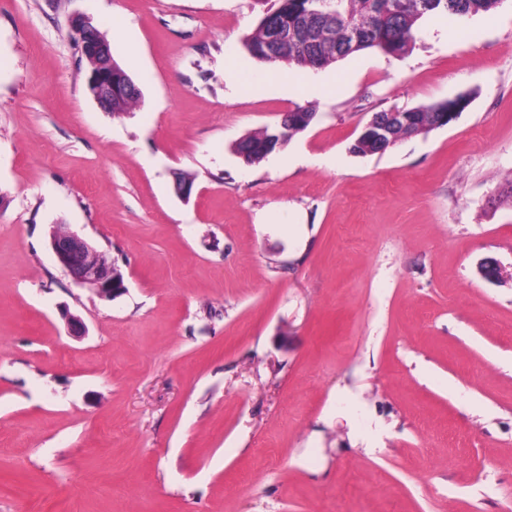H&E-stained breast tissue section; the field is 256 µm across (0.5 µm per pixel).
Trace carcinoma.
<instances>
[{"mask_svg": "<svg viewBox=\"0 0 512 512\" xmlns=\"http://www.w3.org/2000/svg\"><path fill=\"white\" fill-rule=\"evenodd\" d=\"M502 0H339L336 17L326 18L320 0H275L273 7L261 18L253 31L243 41L251 57L263 62H284L290 67L307 68L315 63L324 68L353 54L376 50L384 55L400 57L407 52L415 39L418 26L434 17L457 18L462 13L467 18L496 8ZM359 32L351 45L345 44L348 29ZM279 29L283 38L275 57L263 53V44L269 32ZM461 107L468 99L458 97ZM449 100L405 110L409 123L428 132L432 130L433 115L446 112L455 104ZM299 130L315 119L314 108L307 104L293 109ZM273 130L265 128L243 136L235 142L236 152L244 155V162L253 165L269 155L267 144ZM402 128H397L389 140L382 142L358 138L351 150L359 155L384 153L402 141Z\"/></svg>", "mask_w": 512, "mask_h": 512, "instance_id": "cac0c4a2", "label": "carcinoma"}]
</instances>
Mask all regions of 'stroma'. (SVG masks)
<instances>
[{
  "label": "stroma",
  "mask_w": 512,
  "mask_h": 512,
  "mask_svg": "<svg viewBox=\"0 0 512 512\" xmlns=\"http://www.w3.org/2000/svg\"><path fill=\"white\" fill-rule=\"evenodd\" d=\"M270 6L0 0V512H512V0L299 92L243 46ZM76 14L132 111L89 94ZM458 96L351 152L374 113ZM306 102L284 148L232 152ZM57 224L121 295L61 269ZM288 114L296 116L297 121L292 125V128L297 130L291 134L288 133V138L283 140L278 148H273L270 152L267 150V144L271 141L273 131L280 128L279 123L271 129L265 128L259 132L247 134L235 142L234 149L239 154L244 155L245 159L243 161L245 163L248 165L259 163L275 150L284 147L296 134L302 132L299 129L304 126L308 127L316 116L314 108L309 104L296 106ZM402 125L399 126L395 131L392 138L388 141L382 142L372 139L359 138L355 140V143L352 145L351 150L355 154L359 155H372V154H380L384 153L387 150L396 146L400 141H402ZM49 244L60 267L78 286L93 289L102 298L125 291L123 276L115 265L78 233L53 228Z\"/></svg>",
  "instance_id": "1"
}]
</instances>
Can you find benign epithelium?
Here are the masks:
<instances>
[{
	"label": "benign epithelium",
	"mask_w": 512,
	"mask_h": 512,
	"mask_svg": "<svg viewBox=\"0 0 512 512\" xmlns=\"http://www.w3.org/2000/svg\"><path fill=\"white\" fill-rule=\"evenodd\" d=\"M70 27L81 56L95 62L94 70L88 73L87 87L102 109L109 110L115 95L138 91L137 86L130 81L113 82L112 55L99 30L88 18L76 15L71 18ZM402 118V113L391 112L389 122L377 118L367 122L362 132L382 135L387 132L390 123ZM49 244L58 264L75 284L95 290L102 298H114L126 290L123 276L115 265L78 233L61 227L54 229L50 233Z\"/></svg>",
	"instance_id": "7a95c632"
}]
</instances>
